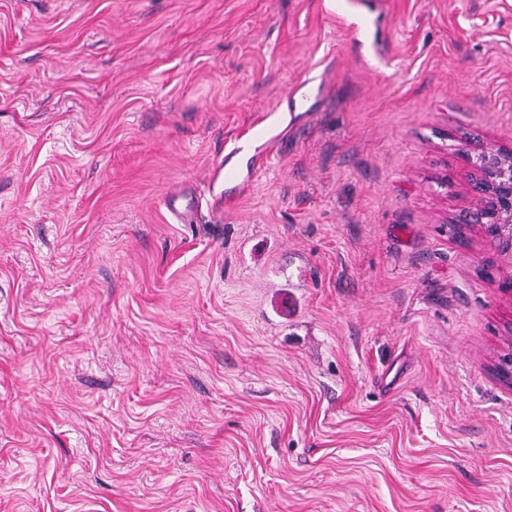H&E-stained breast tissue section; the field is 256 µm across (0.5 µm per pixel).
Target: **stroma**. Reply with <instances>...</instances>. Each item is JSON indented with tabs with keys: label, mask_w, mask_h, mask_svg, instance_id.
<instances>
[{
	"label": "stroma",
	"mask_w": 512,
	"mask_h": 512,
	"mask_svg": "<svg viewBox=\"0 0 512 512\" xmlns=\"http://www.w3.org/2000/svg\"><path fill=\"white\" fill-rule=\"evenodd\" d=\"M476 146L512 0H0V512H512ZM186 204L183 201L188 200ZM193 198L189 193L174 194L167 197L166 206L174 219L180 224H187L192 221L194 212Z\"/></svg>",
	"instance_id": "obj_1"
}]
</instances>
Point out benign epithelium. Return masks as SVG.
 <instances>
[{"mask_svg": "<svg viewBox=\"0 0 512 512\" xmlns=\"http://www.w3.org/2000/svg\"><path fill=\"white\" fill-rule=\"evenodd\" d=\"M473 164L479 171L475 188L484 201L476 223L500 256L512 260V150L480 148ZM493 371L512 385V339Z\"/></svg>", "mask_w": 512, "mask_h": 512, "instance_id": "benign-epithelium-1", "label": "benign epithelium"}]
</instances>
